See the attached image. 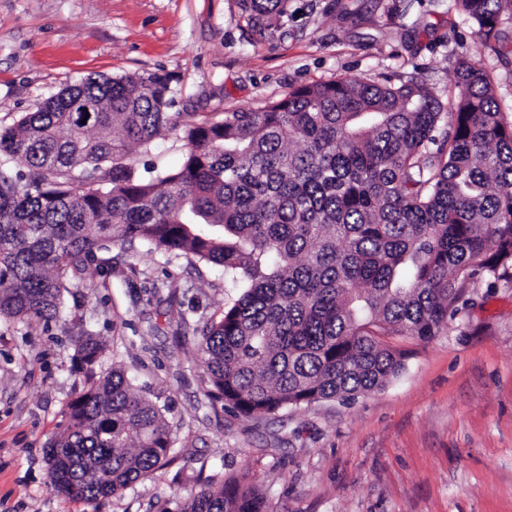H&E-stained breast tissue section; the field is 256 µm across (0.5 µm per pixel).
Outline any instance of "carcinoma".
Masks as SVG:
<instances>
[{"instance_id": "carcinoma-1", "label": "carcinoma", "mask_w": 512, "mask_h": 512, "mask_svg": "<svg viewBox=\"0 0 512 512\" xmlns=\"http://www.w3.org/2000/svg\"><path fill=\"white\" fill-rule=\"evenodd\" d=\"M503 53L512 0H455ZM288 34V0H240ZM453 109L417 80L305 85L213 120L167 112V74L87 78L0 128V317L50 319L65 279L113 241L224 268L241 293L203 330L205 396L251 418L351 401L405 366L392 336L448 328L465 285L512 279V119L476 57L455 61ZM90 105L86 114L80 108ZM183 127L180 167L137 173L127 145ZM81 367L103 351L75 341ZM161 408L122 366L90 378L47 446L66 498L96 502L175 461ZM181 512H268L229 477Z\"/></svg>"}]
</instances>
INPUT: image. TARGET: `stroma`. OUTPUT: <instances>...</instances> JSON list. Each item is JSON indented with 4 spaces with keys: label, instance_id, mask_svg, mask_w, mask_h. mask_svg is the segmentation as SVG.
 <instances>
[{
    "label": "stroma",
    "instance_id": "stroma-1",
    "mask_svg": "<svg viewBox=\"0 0 512 512\" xmlns=\"http://www.w3.org/2000/svg\"><path fill=\"white\" fill-rule=\"evenodd\" d=\"M287 35L248 25L239 0H0V126L87 77L171 76L175 111L224 112L336 78L417 79L451 103L456 58L481 60L512 116V66L481 47L455 0H289ZM180 130L128 152L177 167ZM238 293L221 268L148 246L97 252L56 321L0 318V512H177L205 480L246 478L269 512H512V280L471 281L468 305L407 353L399 377L348 403L255 420L204 396L202 331ZM164 406L175 461L91 504L60 496L45 448L88 375L76 337ZM75 350L79 365L90 369L101 356L103 344L95 336H81L75 341Z\"/></svg>",
    "mask_w": 512,
    "mask_h": 512
}]
</instances>
